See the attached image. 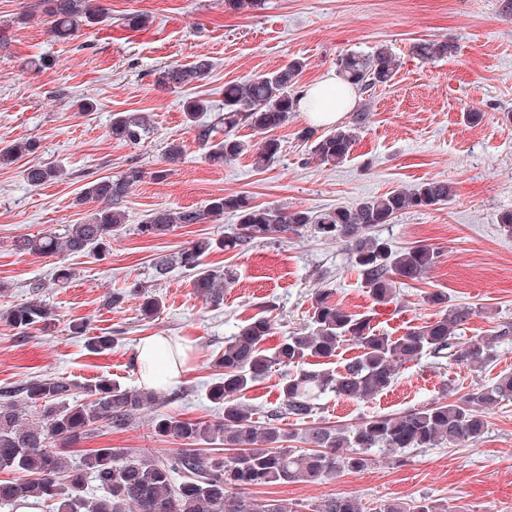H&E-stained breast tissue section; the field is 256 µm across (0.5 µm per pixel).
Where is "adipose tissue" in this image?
I'll return each mask as SVG.
<instances>
[{"instance_id":"1","label":"adipose tissue","mask_w":512,"mask_h":512,"mask_svg":"<svg viewBox=\"0 0 512 512\" xmlns=\"http://www.w3.org/2000/svg\"><path fill=\"white\" fill-rule=\"evenodd\" d=\"M355 89L343 84L335 73H327L316 84L304 88L299 108L319 125L339 122L355 104ZM187 347L169 336L143 337L136 348L134 362L141 370L146 387L157 388L178 383L187 371Z\"/></svg>"}]
</instances>
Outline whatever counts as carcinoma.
<instances>
[{"instance_id":"obj_1","label":"carcinoma","mask_w":512,"mask_h":512,"mask_svg":"<svg viewBox=\"0 0 512 512\" xmlns=\"http://www.w3.org/2000/svg\"><path fill=\"white\" fill-rule=\"evenodd\" d=\"M40 12L49 18L48 33L56 40H71L86 27L108 19L97 0H39ZM452 50L446 40H422L413 52L426 60L442 58ZM343 80L362 93L388 85L396 70V60L380 47L369 55L345 53L336 60ZM304 62L293 59L275 71L243 83L224 85V111L210 121L201 115L211 111L210 101L194 97L184 105L186 121L194 141L206 149L205 158L222 166L251 152L259 169L271 166L279 157V140L268 137L250 144L237 135L241 125L272 132L288 123L297 111L296 85ZM210 62L201 58L189 66L168 65L153 73L154 82L164 87H184L204 80ZM369 110L353 111L351 122L316 134L304 129L300 137L310 143L309 160L320 164H340L350 155L356 131L366 127ZM112 137L128 144L141 142L148 132L147 119L132 112L112 115ZM35 140L21 141L0 150V165H8L20 155L34 154ZM26 181L40 186L56 180L63 170L55 166H30ZM161 181L167 170L144 171L130 165L115 177H102L87 184L81 200L99 201L102 206L84 224H70L63 235L52 231L16 241L19 250L41 257L63 252L99 258L109 254L112 236L122 228L124 198L145 177ZM454 197V187L446 179L431 178L409 190H393L371 197L351 207H337L314 215L307 210L260 206L244 194L210 199L201 209L157 210L136 227L148 238L167 235L179 224H203L211 217L231 213L237 219L232 232L221 238H203L189 243L171 258L159 260L156 276L163 277L176 266L193 274L197 293L218 305L224 289L233 285L235 273L202 268L203 258L214 249L244 251L259 240L310 235L345 246L353 267L364 276L375 304L386 306L396 296V281H415L431 269L438 252L427 245L397 249L375 233L384 224L411 208L446 204ZM36 298L6 312V321L24 333L52 320V309L38 298L44 285H31ZM131 297L142 299L141 311L151 316L159 301L139 282L112 291L104 306L117 309ZM431 301L443 309L431 321L408 329L401 336L380 333L369 315L354 314L331 300L327 289L312 299L309 325L281 337L273 351L263 348L274 333L269 316H253L224 341L213 360L217 377L208 389L212 403L224 409L218 420L193 421L169 414H157L152 426L160 436L185 442L173 456L145 457L115 448L82 450L77 461L58 447L72 446L87 438L96 426L121 429L145 409L163 404L169 397L152 389L127 388L107 379L78 386L60 376L43 375L21 388L0 392V470L22 474L17 479L0 480V507L28 499L37 500L44 512H303V505L286 499H270L259 505L248 496L254 487L288 485L296 482L321 483L342 472H360L374 461L379 450L394 458L408 448H435L448 443L473 445L486 431L483 409L512 399V372H503L493 384L478 386L468 393L453 394L394 417L372 416L353 426L335 429L307 427L303 433L285 430L278 422L291 418L303 423L313 415L315 401L332 393L344 400L371 399L395 381L398 367L405 361L432 358L441 363L465 364L473 372L485 369L495 356L498 344L512 338V324L503 323L489 335L464 345L458 331L473 311L448 304L444 295L433 293ZM346 342L354 343L360 355L341 370L319 363L336 356ZM288 368L279 383V397L266 410V422L255 418V409L243 401L244 393L275 367ZM22 396L21 401L15 395ZM33 408L26 417L20 403ZM301 437L304 448L289 446ZM235 450L229 456L216 454L214 446ZM94 479L101 494L82 496L87 479ZM312 512H362L353 496L331 497ZM376 512H448V505L422 498L412 502L381 503Z\"/></svg>"}]
</instances>
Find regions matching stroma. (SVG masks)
I'll return each mask as SVG.
<instances>
[{
	"label": "stroma",
	"instance_id": "obj_1",
	"mask_svg": "<svg viewBox=\"0 0 512 512\" xmlns=\"http://www.w3.org/2000/svg\"><path fill=\"white\" fill-rule=\"evenodd\" d=\"M36 0H0V148L27 139L40 150L0 166V388L40 375H59L82 384L101 378L124 387L140 385L132 362L142 337L173 336L191 347L189 369L175 385L176 399L161 412L180 419L212 421L220 410L208 398L212 360L227 337L251 317H275L277 334L305 328L311 298L329 288L348 311L370 314L377 331L402 335L408 327L433 319L439 305L428 295L441 291L450 304L472 308L459 332L461 341L485 336L499 324H512V237L501 234L498 218L512 210V14L501 0H266L262 10L231 11L224 0H102L114 25L99 24L79 39L55 41L47 33ZM145 13L149 28L127 31L117 20ZM446 37L447 57L432 61L412 52L423 39ZM386 47L398 61L389 86L368 95L369 122L359 131L352 153L341 164L306 160L299 131L309 127L306 113H292L275 130L281 153L270 167L255 168L251 155L224 166L210 165L194 140L182 109L201 96L221 104L224 86L273 71L294 58L306 67L299 87L335 70L339 55L364 54ZM50 58L49 68L31 70L26 59ZM209 58L213 68L201 82L167 89L152 73L167 64L188 65ZM94 101L91 112L77 109ZM483 113L480 123L464 113ZM116 112L149 118L151 133L140 144L113 139ZM183 141L186 153L168 164L166 146ZM145 171L168 168L165 180L146 178L123 204L127 214L105 260L87 255L39 257L17 250L15 242L41 231L64 232L98 209L82 200L86 183L116 176L130 164ZM33 165H59L64 176L40 187L23 173ZM430 178L452 183L453 200L428 209H411L379 227L380 237L404 248L419 244L439 252L436 265L420 280L397 286L394 303L375 305L369 288L353 270L347 251L312 236L264 241L244 252L208 254L209 267L232 266L234 285L224 301L212 305L197 294L193 277L175 268L164 279L154 264L189 242L233 231L236 218L224 214L204 224H183L167 236L149 239L135 227L159 208H201L212 197L246 193L272 208L320 213L363 199L412 188ZM75 276L67 287L51 282L56 263ZM45 284L42 299L55 319L42 330L19 333L5 311L31 300L29 284ZM150 285L162 301L149 319L138 299L122 308L104 306L105 296L130 282ZM74 321L87 322L90 334L108 335L110 350L90 353L87 338L71 334ZM512 371V341L498 347L481 374L463 365H437L423 358L403 363L393 386L365 401L323 396L307 423L352 425L374 415H392L430 403L447 393L460 396ZM487 429L469 447L444 444L410 448L405 465L376 454L360 472H344L330 482L258 488L257 503L286 499L315 505L333 495L358 498L364 512L384 501L430 497L456 512H512V400L486 408ZM149 413L121 430L102 427L84 440L87 448L132 450L145 456L179 452L181 445L158 436Z\"/></svg>",
	"mask_w": 512,
	"mask_h": 512
}]
</instances>
